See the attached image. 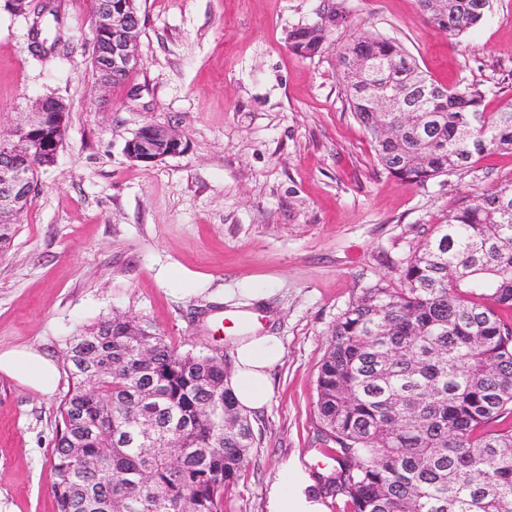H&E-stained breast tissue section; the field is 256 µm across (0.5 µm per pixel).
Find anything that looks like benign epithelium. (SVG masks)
<instances>
[{
    "mask_svg": "<svg viewBox=\"0 0 512 512\" xmlns=\"http://www.w3.org/2000/svg\"><path fill=\"white\" fill-rule=\"evenodd\" d=\"M140 24L135 0H98L94 29L103 87L112 85V76L137 70ZM68 112L63 100L43 97L20 122L0 132V224L20 223L34 192L30 170L56 164L68 130ZM186 149L177 131L151 123L127 142L126 155L133 162L153 164Z\"/></svg>",
    "mask_w": 512,
    "mask_h": 512,
    "instance_id": "7a95c632",
    "label": "benign epithelium"
}]
</instances>
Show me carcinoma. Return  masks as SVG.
<instances>
[{"label": "carcinoma", "mask_w": 512, "mask_h": 512, "mask_svg": "<svg viewBox=\"0 0 512 512\" xmlns=\"http://www.w3.org/2000/svg\"><path fill=\"white\" fill-rule=\"evenodd\" d=\"M439 31L460 37L492 0H417ZM330 32L290 35L311 57ZM346 100L378 165L408 185L451 175L475 157L512 152V107L484 111L475 85L428 78L399 42L359 34L339 47ZM398 97L376 112L373 93ZM512 181L464 200L402 270L342 313L327 338L316 411L336 443L324 488L347 512H512ZM151 356L141 355L142 342ZM72 382L56 436L59 512H224V493L255 438L236 406L227 363L178 351L150 325L101 320L67 347ZM105 363L93 375L83 363ZM146 408L154 442L125 446Z\"/></svg>", "instance_id": "obj_1"}]
</instances>
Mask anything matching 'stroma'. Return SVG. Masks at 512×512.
<instances>
[{
	"mask_svg": "<svg viewBox=\"0 0 512 512\" xmlns=\"http://www.w3.org/2000/svg\"><path fill=\"white\" fill-rule=\"evenodd\" d=\"M59 39L32 54L31 13L0 0V125L41 97L70 107L66 142L40 173L32 204L0 252V349L33 346L63 363L72 336L100 319L137 318L179 351L233 360L221 324L282 342L268 405L250 421L255 445L224 512H267L268 491L296 459L331 466L315 414L328 332L365 289L399 284L409 258L464 197L512 181V153L490 151L452 176L408 186L376 163L351 112L337 47L369 32L398 40L436 82L512 105V0L479 26L446 36L416 0H139V65L101 91L90 66L91 0H53ZM343 4L347 20L312 57L289 34ZM155 123L185 153L146 166L125 145ZM201 285L179 294L171 275ZM60 373L46 396L0 374V512H58L52 491Z\"/></svg>",
	"mask_w": 512,
	"mask_h": 512,
	"instance_id": "35a3bbf8",
	"label": "stroma"
}]
</instances>
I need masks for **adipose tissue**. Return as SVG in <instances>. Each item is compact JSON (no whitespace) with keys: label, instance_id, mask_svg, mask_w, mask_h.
Instances as JSON below:
<instances>
[{"label":"adipose tissue","instance_id":"adipose-tissue-1","mask_svg":"<svg viewBox=\"0 0 512 512\" xmlns=\"http://www.w3.org/2000/svg\"><path fill=\"white\" fill-rule=\"evenodd\" d=\"M281 357L282 348L276 336L253 335L239 340L232 385L243 412H255L267 404L272 392L269 373ZM0 372L42 395L52 394L59 379L55 361L32 347L0 351ZM267 509L268 512H324L325 506L314 481L295 464L272 485Z\"/></svg>","mask_w":512,"mask_h":512}]
</instances>
